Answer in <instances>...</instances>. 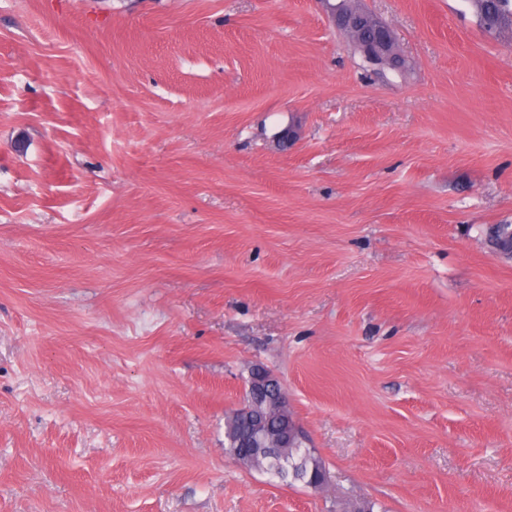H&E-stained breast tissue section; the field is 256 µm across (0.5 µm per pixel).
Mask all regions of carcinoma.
Here are the masks:
<instances>
[{"mask_svg":"<svg viewBox=\"0 0 512 512\" xmlns=\"http://www.w3.org/2000/svg\"><path fill=\"white\" fill-rule=\"evenodd\" d=\"M477 23L494 22L496 37L512 33V0H466ZM291 421L287 409L266 411L258 425L245 424L237 411L224 419V452L248 470L268 475L271 480L307 485L309 479L328 473L317 449L297 437L288 439L290 447L279 448Z\"/></svg>","mask_w":512,"mask_h":512,"instance_id":"carcinoma-1","label":"carcinoma"}]
</instances>
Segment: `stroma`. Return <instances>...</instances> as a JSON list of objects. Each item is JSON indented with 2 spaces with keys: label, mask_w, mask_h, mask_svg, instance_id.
Instances as JSON below:
<instances>
[{
  "label": "stroma",
  "mask_w": 512,
  "mask_h": 512,
  "mask_svg": "<svg viewBox=\"0 0 512 512\" xmlns=\"http://www.w3.org/2000/svg\"><path fill=\"white\" fill-rule=\"evenodd\" d=\"M362 4L402 74L314 0H0V512H512V38ZM256 366L328 491L225 454Z\"/></svg>",
  "instance_id": "obj_1"
}]
</instances>
